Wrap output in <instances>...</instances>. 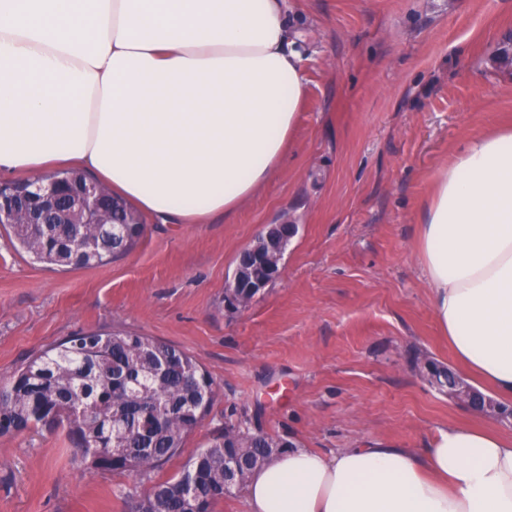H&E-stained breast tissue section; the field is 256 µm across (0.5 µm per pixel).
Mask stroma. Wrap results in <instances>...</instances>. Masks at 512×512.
<instances>
[{
    "mask_svg": "<svg viewBox=\"0 0 512 512\" xmlns=\"http://www.w3.org/2000/svg\"><path fill=\"white\" fill-rule=\"evenodd\" d=\"M287 14L308 94L279 175L231 220L147 221L103 265L35 263L0 226V376L82 332L174 345L218 387L184 457L230 420L321 453L497 424L417 366L455 360L414 245L436 170L512 121V0H287ZM284 220L298 233L280 278L226 307L239 252ZM150 488L80 471L63 431L0 436V512H130Z\"/></svg>",
    "mask_w": 512,
    "mask_h": 512,
    "instance_id": "stroma-1",
    "label": "stroma"
}]
</instances>
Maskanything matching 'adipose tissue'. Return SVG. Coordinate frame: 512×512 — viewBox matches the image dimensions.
Instances as JSON below:
<instances>
[{
    "label": "adipose tissue",
    "mask_w": 512,
    "mask_h": 512,
    "mask_svg": "<svg viewBox=\"0 0 512 512\" xmlns=\"http://www.w3.org/2000/svg\"><path fill=\"white\" fill-rule=\"evenodd\" d=\"M307 96L286 0H0V175L93 172L160 224L231 218L274 179ZM459 367L512 403V127L467 138L416 235ZM248 512H512V433L291 448Z\"/></svg>",
    "instance_id": "adipose-tissue-1"
}]
</instances>
